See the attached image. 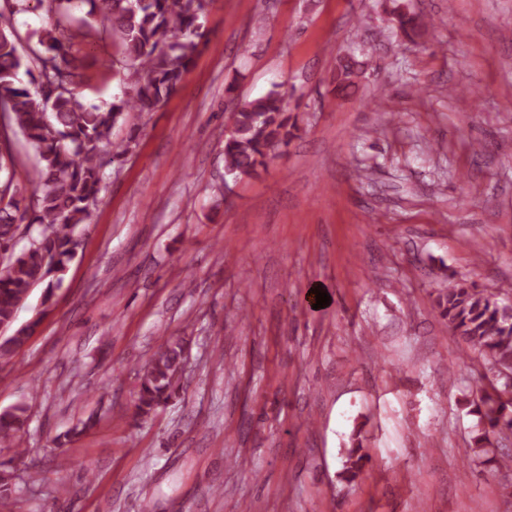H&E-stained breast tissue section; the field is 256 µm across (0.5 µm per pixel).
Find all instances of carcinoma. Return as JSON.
<instances>
[{
	"mask_svg": "<svg viewBox=\"0 0 512 512\" xmlns=\"http://www.w3.org/2000/svg\"><path fill=\"white\" fill-rule=\"evenodd\" d=\"M88 10L82 17L76 11ZM40 10L46 23L21 34L16 14ZM205 0H0V326L10 327L31 288L63 272L80 246L78 228L87 223L103 180L106 161L125 157L134 138L112 139L129 112L160 110L181 86L205 37L201 18ZM399 30L407 37L434 23L397 6ZM88 38L110 44L112 77L129 86L128 94L106 110L82 100L90 76L71 54ZM358 61H339L333 80L343 93L354 85ZM29 78L24 85L20 74ZM294 124L288 94L273 89L239 102L232 113V133L224 139V175L237 181L265 166L270 152L288 144ZM32 156L31 166L20 149ZM31 188L22 194L18 171ZM27 233L29 246L15 251ZM448 329L468 351L480 355L493 381L469 401L478 417L469 460L495 472L512 469V457L498 452V439L512 433V303L465 280L448 278L437 301ZM35 324L0 336V364L9 362L27 342ZM186 341L164 338L139 370L135 415L149 416L177 392L176 376L186 355ZM27 408L0 411V443L23 447ZM366 455L358 445L347 449L342 475L357 479Z\"/></svg>",
	"mask_w": 512,
	"mask_h": 512,
	"instance_id": "carcinoma-1",
	"label": "carcinoma"
}]
</instances>
